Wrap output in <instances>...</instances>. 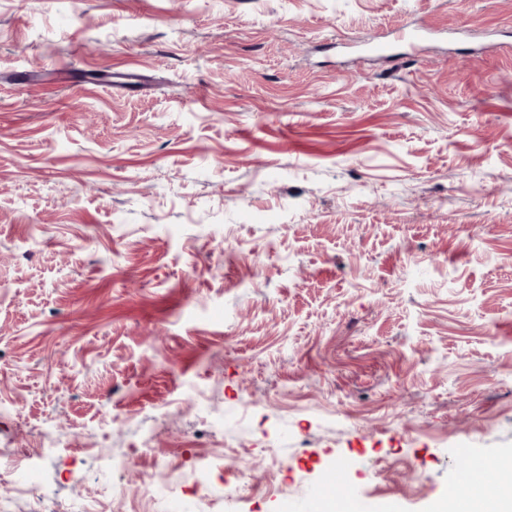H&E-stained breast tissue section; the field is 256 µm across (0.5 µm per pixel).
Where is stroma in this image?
Listing matches in <instances>:
<instances>
[{
  "label": "stroma",
  "instance_id": "stroma-1",
  "mask_svg": "<svg viewBox=\"0 0 512 512\" xmlns=\"http://www.w3.org/2000/svg\"><path fill=\"white\" fill-rule=\"evenodd\" d=\"M509 454L512 0H0V486L433 512Z\"/></svg>",
  "mask_w": 512,
  "mask_h": 512
}]
</instances>
